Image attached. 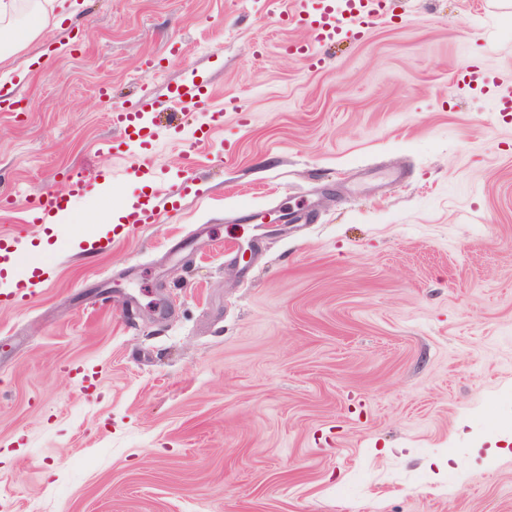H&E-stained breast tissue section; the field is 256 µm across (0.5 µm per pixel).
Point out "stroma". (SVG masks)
Masks as SVG:
<instances>
[{"label":"stroma","mask_w":512,"mask_h":512,"mask_svg":"<svg viewBox=\"0 0 512 512\" xmlns=\"http://www.w3.org/2000/svg\"><path fill=\"white\" fill-rule=\"evenodd\" d=\"M76 4L0 65V230L51 274L0 303V512H512V115L459 75L512 83V0H392L320 70L295 0ZM190 79L248 115L194 168L200 112L104 149ZM150 195L172 219L128 232ZM286 48L290 54L303 59L310 69H320L325 64L324 58L313 43H289ZM86 187V182L80 173L70 174L67 179V191L63 193L49 191L39 195L36 201L24 211V220L28 223L50 224L66 210L67 196L83 194ZM61 218L55 220L53 224H57Z\"/></svg>","instance_id":"35a3bbf8"}]
</instances>
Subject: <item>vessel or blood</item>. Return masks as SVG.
<instances>
[{
    "label": "vessel or blood",
    "mask_w": 512,
    "mask_h": 512,
    "mask_svg": "<svg viewBox=\"0 0 512 512\" xmlns=\"http://www.w3.org/2000/svg\"><path fill=\"white\" fill-rule=\"evenodd\" d=\"M385 0H313L312 5H301L292 13L280 15L284 24L303 25L308 27L314 42L288 44L290 54L303 59L312 69L322 68L325 60L317 46L322 42H333L354 30L362 29L372 18L385 11ZM210 95L202 84L194 81L183 83L171 91L167 99L137 101L112 113V125L121 135V142L127 148L143 149L150 145L158 134L159 125L154 116L160 112L180 109L192 112L205 109ZM236 99L229 98L224 102L223 111L209 112L206 122L195 130L196 142L207 141L214 130L221 128L224 111H238ZM86 182L81 174H70L67 179L66 192H45L38 196L24 212L27 222L49 224L67 206V198L71 195L83 194ZM163 218L162 207L156 202L134 203L126 215L129 230H136L141 224H154ZM24 252V239L18 235L0 234V265L17 261Z\"/></svg>",
    "instance_id": "1"
}]
</instances>
